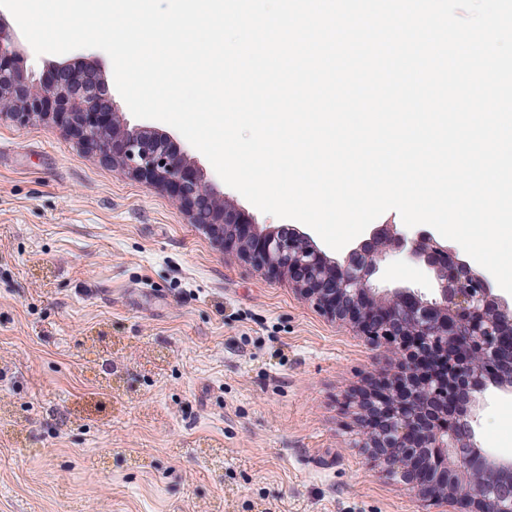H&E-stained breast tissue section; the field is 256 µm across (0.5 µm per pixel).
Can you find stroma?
<instances>
[{
	"instance_id": "stroma-1",
	"label": "stroma",
	"mask_w": 512,
	"mask_h": 512,
	"mask_svg": "<svg viewBox=\"0 0 512 512\" xmlns=\"http://www.w3.org/2000/svg\"><path fill=\"white\" fill-rule=\"evenodd\" d=\"M23 52L118 94L102 50ZM151 126L245 218L281 225ZM388 367L165 189L53 120L0 117V512H421L358 447L347 403ZM479 432L512 454V397L488 401Z\"/></svg>"
}]
</instances>
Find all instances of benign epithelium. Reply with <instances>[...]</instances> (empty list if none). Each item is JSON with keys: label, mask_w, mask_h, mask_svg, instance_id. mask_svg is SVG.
Here are the masks:
<instances>
[{"label": "benign epithelium", "mask_w": 512, "mask_h": 512, "mask_svg": "<svg viewBox=\"0 0 512 512\" xmlns=\"http://www.w3.org/2000/svg\"><path fill=\"white\" fill-rule=\"evenodd\" d=\"M22 57L0 14V115L55 118L116 170L167 189L222 245L288 276L330 317L354 323L393 365L392 379L371 384L358 401L362 446L425 501L512 512V483L502 481L512 457L481 451L478 417L488 395H512L511 299L425 229L373 224L341 261L297 228L259 231L167 136L129 126L92 71L55 65L37 79ZM399 259L430 276L434 291L376 287Z\"/></svg>", "instance_id": "benign-epithelium-1"}]
</instances>
